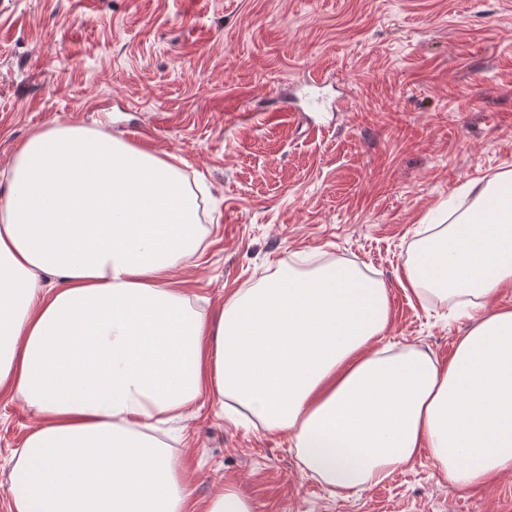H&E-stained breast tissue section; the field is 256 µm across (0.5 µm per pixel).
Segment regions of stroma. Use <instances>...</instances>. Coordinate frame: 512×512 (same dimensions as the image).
I'll return each mask as SVG.
<instances>
[{"label": "stroma", "instance_id": "35a3bbf8", "mask_svg": "<svg viewBox=\"0 0 512 512\" xmlns=\"http://www.w3.org/2000/svg\"><path fill=\"white\" fill-rule=\"evenodd\" d=\"M67 122L180 159L205 233L172 276L192 301L349 262L389 293L375 347L444 366L474 321L405 289L404 263L431 210L454 222L512 170V0H0V171ZM35 423L0 395V512ZM171 448L199 506L230 486L254 512H512V470L461 487L426 451L332 492L287 434L208 400Z\"/></svg>", "mask_w": 512, "mask_h": 512}]
</instances>
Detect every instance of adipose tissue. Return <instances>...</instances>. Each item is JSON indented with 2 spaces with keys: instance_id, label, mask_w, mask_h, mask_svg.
<instances>
[{
  "instance_id": "adipose-tissue-1",
  "label": "adipose tissue",
  "mask_w": 512,
  "mask_h": 512,
  "mask_svg": "<svg viewBox=\"0 0 512 512\" xmlns=\"http://www.w3.org/2000/svg\"><path fill=\"white\" fill-rule=\"evenodd\" d=\"M178 164L79 125L32 134L0 173V393L39 424L12 512H188L160 425L202 397L285 431L304 471L342 493L422 449L460 486L512 470V171L435 225L405 270L414 295L463 298L478 322L439 367L369 349L387 290L355 265H279L213 313L169 288L202 244Z\"/></svg>"
}]
</instances>
